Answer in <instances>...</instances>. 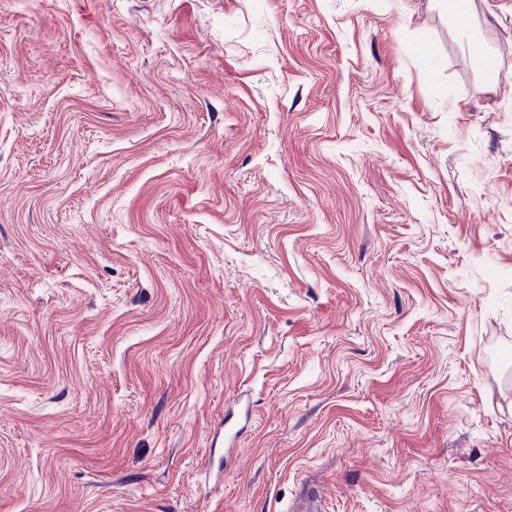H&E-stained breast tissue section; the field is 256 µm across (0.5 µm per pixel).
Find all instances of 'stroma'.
Segmentation results:
<instances>
[{
    "label": "stroma",
    "mask_w": 512,
    "mask_h": 512,
    "mask_svg": "<svg viewBox=\"0 0 512 512\" xmlns=\"http://www.w3.org/2000/svg\"><path fill=\"white\" fill-rule=\"evenodd\" d=\"M306 485L512 512V0H0V512Z\"/></svg>",
    "instance_id": "35a3bbf8"
}]
</instances>
